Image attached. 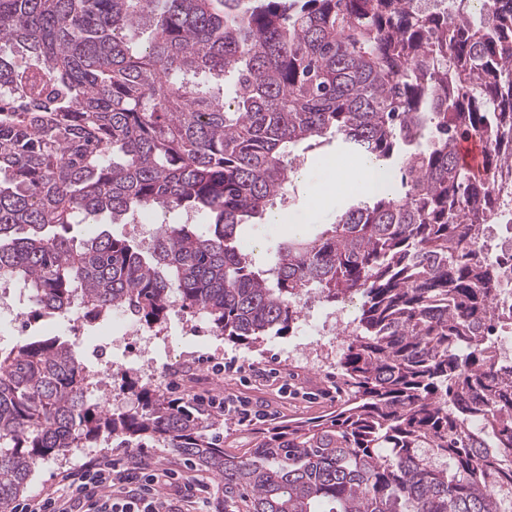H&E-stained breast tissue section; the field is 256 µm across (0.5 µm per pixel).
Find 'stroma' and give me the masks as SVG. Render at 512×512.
I'll return each mask as SVG.
<instances>
[{
	"label": "stroma",
	"mask_w": 512,
	"mask_h": 512,
	"mask_svg": "<svg viewBox=\"0 0 512 512\" xmlns=\"http://www.w3.org/2000/svg\"><path fill=\"white\" fill-rule=\"evenodd\" d=\"M336 153L337 148L332 144L320 150L296 148L294 193L290 203L278 209L281 223L259 221L253 231L242 237L240 246L244 251L252 253L255 259H264L281 239L296 232L304 237L312 235L335 223L339 212L363 200L361 186L337 185L335 169L324 161L325 156ZM135 222L140 224V232H132V224L111 223L109 216L103 214L98 216L96 223L75 225L74 233L82 238L105 229L116 236L128 237L135 233L140 239L147 240L163 222L193 224L201 230L206 227L202 216L182 211L163 216L145 212L137 215ZM24 334L28 337L58 334L74 343L90 372L92 396L102 398L115 411L124 410L133 403L134 397L128 387L132 381L158 387L171 398L189 399L198 394L220 396L227 391H244L266 411L267 419L255 426L223 420L219 433L224 438L225 448L234 452L253 447L261 432L288 421L321 419L336 411L351 395L339 366L348 339L334 332L305 336L296 329L287 336L242 344L213 332L204 318H191L175 311L163 328L151 330V343L140 347L135 346L133 339L113 330L108 321L83 326L61 319H36L25 323ZM230 359L246 366L244 378L248 379V386H241L240 381L244 378L213 374L212 361ZM134 453L138 458L206 482L207 497L223 501L222 482L205 468L186 465L173 450L157 447L152 440L146 439ZM103 455L119 458L123 451L115 440L106 439L89 448L70 449L64 457L45 462L31 477L27 495L33 496L57 486L62 472L77 470Z\"/></svg>",
	"instance_id": "35a3bbf8"
}]
</instances>
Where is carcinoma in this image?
Returning a JSON list of instances; mask_svg holds the SVG:
<instances>
[{"label": "carcinoma", "instance_id": "1", "mask_svg": "<svg viewBox=\"0 0 512 512\" xmlns=\"http://www.w3.org/2000/svg\"><path fill=\"white\" fill-rule=\"evenodd\" d=\"M416 0H0V277L32 316L174 310L224 338L285 336L311 298L361 299L340 359L352 398L240 455L195 402L147 386L108 409L60 336L0 347V512L36 467L107 435L150 438L224 482L244 512H512V357L494 305L512 252V0L480 16ZM341 142L393 179L336 224L237 247L290 198L295 146ZM484 146L477 171L459 161ZM161 222L151 244L71 226L107 211ZM459 155L463 165L478 169L482 166L484 145L477 139L463 141L459 147Z\"/></svg>", "mask_w": 512, "mask_h": 512}]
</instances>
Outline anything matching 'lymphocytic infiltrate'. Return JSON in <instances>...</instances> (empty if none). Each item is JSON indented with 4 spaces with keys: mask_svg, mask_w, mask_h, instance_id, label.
Listing matches in <instances>:
<instances>
[{
    "mask_svg": "<svg viewBox=\"0 0 512 512\" xmlns=\"http://www.w3.org/2000/svg\"><path fill=\"white\" fill-rule=\"evenodd\" d=\"M195 401L242 424L266 418L249 398L233 393L221 398L199 395ZM62 481L68 491L34 495L20 512H175L176 502H192L197 489L195 481L179 477L177 471L151 468L131 455L122 463L109 456L97 458L80 477L66 473Z\"/></svg>",
    "mask_w": 512,
    "mask_h": 512,
    "instance_id": "obj_1",
    "label": "lymphocytic infiltrate"
}]
</instances>
